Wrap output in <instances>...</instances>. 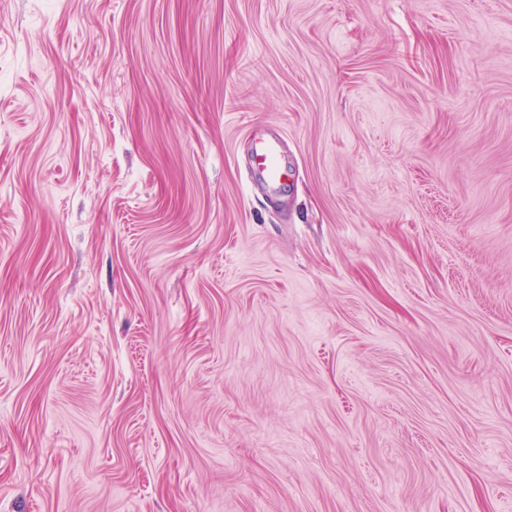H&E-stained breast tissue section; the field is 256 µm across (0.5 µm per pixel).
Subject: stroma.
<instances>
[{
  "mask_svg": "<svg viewBox=\"0 0 512 512\" xmlns=\"http://www.w3.org/2000/svg\"><path fill=\"white\" fill-rule=\"evenodd\" d=\"M0 512H512V0H0ZM279 153V138L273 136L261 142L251 154L252 165L258 168L262 176L271 184H277L283 176Z\"/></svg>",
  "mask_w": 512,
  "mask_h": 512,
  "instance_id": "35a3bbf8",
  "label": "stroma"
}]
</instances>
